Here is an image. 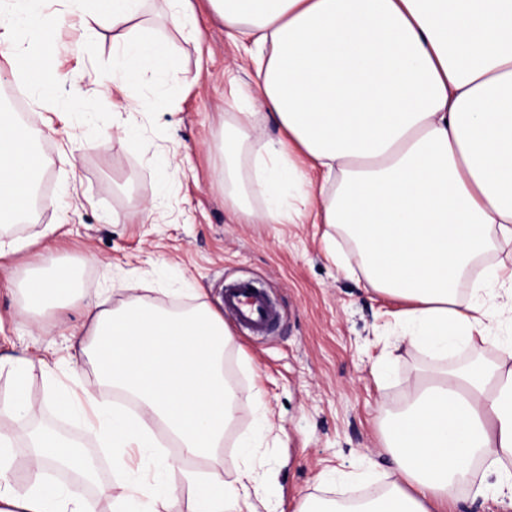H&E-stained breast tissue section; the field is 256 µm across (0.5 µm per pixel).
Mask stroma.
I'll return each mask as SVG.
<instances>
[{"label": "stroma", "instance_id": "stroma-1", "mask_svg": "<svg viewBox=\"0 0 512 512\" xmlns=\"http://www.w3.org/2000/svg\"><path fill=\"white\" fill-rule=\"evenodd\" d=\"M201 40L156 25L174 47L166 75H140L113 96L99 92L112 70V34H88L72 20L54 35L52 54L67 75L53 101L36 105L27 87L10 78L0 54V76L10 97H21L30 129L42 132L49 203L32 222L0 228V240L30 248L0 259V355L27 353L35 339L14 325L17 289L42 257L76 269L88 291L104 288L110 306L134 297L180 309L206 303L220 308L227 282L248 279L266 289L279 313L267 336L224 321L233 334L224 363L236 378L234 418L224 431V475L239 471L238 445L253 439L256 469L274 512H297L306 496L350 497L394 479L383 445L381 408L402 403L426 372L465 362L441 360L402 334L403 300L374 291L351 241L325 224L237 223L220 179L224 156L215 140L230 122L224 109V70L237 51L206 0H193ZM148 96L160 105L128 111ZM123 126L134 136L114 134ZM176 170L162 175V157ZM150 204L148 220L137 218ZM116 215L126 223H113ZM55 225L45 234L47 225ZM54 334L56 376L72 369L63 338L82 309L46 312ZM49 388L35 373L30 394L35 416L81 440L98 458L100 480L110 460L82 421L56 414Z\"/></svg>", "mask_w": 512, "mask_h": 512}]
</instances>
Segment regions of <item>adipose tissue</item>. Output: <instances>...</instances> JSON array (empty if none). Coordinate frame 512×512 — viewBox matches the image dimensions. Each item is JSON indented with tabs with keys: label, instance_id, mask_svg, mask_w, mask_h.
Listing matches in <instances>:
<instances>
[{
	"label": "adipose tissue",
	"instance_id": "ef3b65f1",
	"mask_svg": "<svg viewBox=\"0 0 512 512\" xmlns=\"http://www.w3.org/2000/svg\"><path fill=\"white\" fill-rule=\"evenodd\" d=\"M144 0H13L1 37L23 82L38 99L54 98L62 79L45 53L49 33L79 15L112 28L111 78L123 88L142 72H167L171 44L143 20ZM228 37L243 45L245 84L231 83L235 110L224 130V193L242 224H286L291 208L279 189L293 184L314 223L339 226L362 257L368 284L410 301L403 317L411 344L434 353L463 343L467 365L434 381L416 379L390 413L384 441L397 478L356 512H455L461 486L512 510V337L483 361L490 325L512 327V264L472 277L489 250L512 252V0H207ZM281 131L254 155L251 193L268 197L254 212L235 197L237 160L252 136L253 109ZM45 160L13 113H0V223L30 210ZM470 279L473 298L458 286ZM78 304L83 323L68 333L72 371L50 400L82 415L112 447L106 482L81 444L48 426L30 436L24 471L14 440L0 430V512H174L170 477L181 473L190 512H256L266 489L255 449L243 441L244 465L226 480L221 459L235 392L224 381L231 332L221 312L200 304L173 312L136 298L118 308L80 288L75 271L53 262L34 269L22 288L21 323L31 314ZM34 364L0 357L10 378L0 418L30 414ZM132 397L128 415L109 392ZM177 449L169 455L155 437ZM485 465L495 480L474 479ZM72 474L69 484L53 479Z\"/></svg>",
	"mask_w": 512,
	"mask_h": 512
}]
</instances>
